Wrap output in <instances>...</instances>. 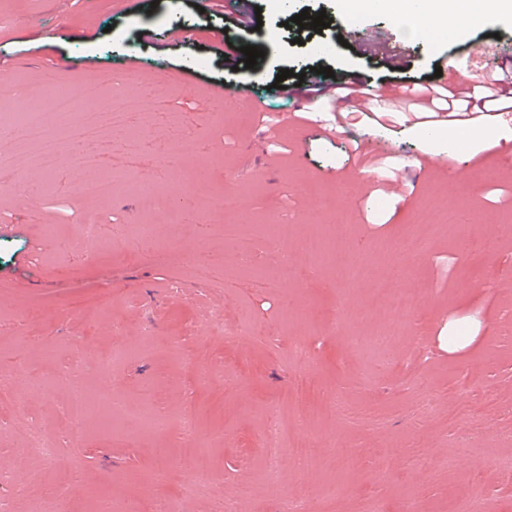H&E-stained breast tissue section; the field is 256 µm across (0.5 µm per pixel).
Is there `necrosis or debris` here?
<instances>
[{
	"mask_svg": "<svg viewBox=\"0 0 512 512\" xmlns=\"http://www.w3.org/2000/svg\"><path fill=\"white\" fill-rule=\"evenodd\" d=\"M127 115L124 106L104 108L97 89L87 85L79 93L52 97L43 113L30 112L18 119L11 113L1 112L0 128L11 141L29 147L31 170L47 173L62 164H70L81 173L77 197H97L111 194L112 182L102 176L98 155L89 146L112 130L125 129ZM429 288V282L421 279L408 287L391 278L380 282L376 302L387 316L388 329L358 339V346L388 353L395 337L413 328L410 312ZM86 363L89 362L84 356H77L57 373L58 379L68 387L66 419L71 425L84 420L92 405L84 382Z\"/></svg>",
	"mask_w": 512,
	"mask_h": 512,
	"instance_id": "necrosis-or-debris-1",
	"label": "necrosis or debris"
}]
</instances>
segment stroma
I'll list each match as a JSON object with an SVG mask.
<instances>
[{"mask_svg":"<svg viewBox=\"0 0 512 512\" xmlns=\"http://www.w3.org/2000/svg\"><path fill=\"white\" fill-rule=\"evenodd\" d=\"M195 2L0 0V67L24 94L9 111L46 85L92 83L130 96L131 123L143 128L133 147L100 155L112 173L110 197L77 203L78 174L66 165L37 175L33 199L0 186V368L22 370L16 394L0 395V468L14 475L0 496L12 512H53V474L62 468L75 472L92 501L148 498L162 468L172 493L195 470L182 453L192 440L213 476L179 499L180 512H214L228 495L241 497L242 512H279L300 485L310 492V512H365L373 501L389 512L401 503L452 512L477 496L490 512H512V482L500 475L512 461V115L488 118L484 144L446 140L435 166L418 173L413 165L430 139L400 115L340 120L331 100L299 112L267 92L279 70L302 66L332 68L379 101L399 81H428L451 62L460 84L489 78L512 60V15L489 2L463 29L418 36L394 72L330 31L297 34L280 24L323 10L342 25L396 38L391 13L350 15L342 0H253L263 24L248 35L230 10L202 13ZM177 28L191 40L141 37ZM226 35L262 46L259 71L232 69ZM119 58L140 67L114 70ZM158 83L168 91L166 107L141 124L150 104L140 90ZM243 85L263 93L260 107L231 99ZM173 138L189 152L167 166L161 158ZM135 181L161 202L151 222L163 249L141 247ZM222 197L234 201L225 222L244 225L245 240L209 236L205 221ZM89 216L102 226L94 256L75 238ZM446 222L456 225L453 236L439 232ZM336 223L350 227L336 249L355 253L365 268L354 286L300 250L301 239H329ZM475 223L490 233L480 253L462 230ZM270 224L295 225V239L272 244ZM409 235L423 241L405 259L410 276L431 288L413 311L417 329L384 363L354 352L350 339L386 330L373 288L397 261L394 244ZM244 245L258 267L237 263ZM116 339L128 361L109 374L85 372L87 384L129 411L147 409L162 428L130 420L113 433L101 404L68 427L66 388L55 374L72 353L91 357ZM297 339L309 345L307 362L290 356ZM196 366L223 370L224 378L198 384ZM35 379L47 388L29 399L36 423L59 446L34 486L27 475L40 456L28 446L15 397ZM299 387L314 404L292 440L317 453L304 469L282 453L272 489L259 462L266 419L287 414ZM189 407L197 416L191 438L179 424Z\"/></svg>","mask_w":512,"mask_h":512,"instance_id":"35a3bbf8","label":"stroma"}]
</instances>
